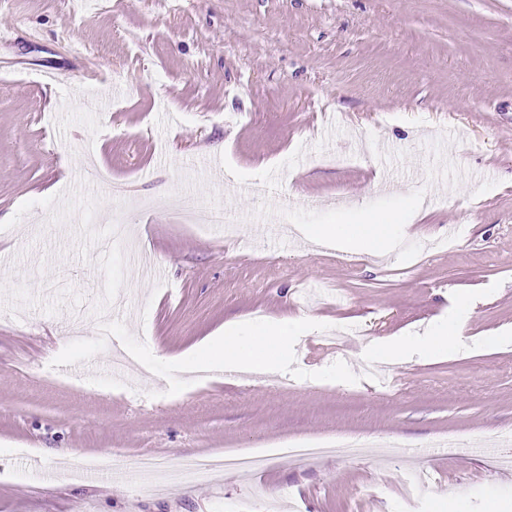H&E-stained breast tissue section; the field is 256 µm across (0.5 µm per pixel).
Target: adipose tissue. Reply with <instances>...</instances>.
<instances>
[{"instance_id": "adipose-tissue-1", "label": "adipose tissue", "mask_w": 512, "mask_h": 512, "mask_svg": "<svg viewBox=\"0 0 512 512\" xmlns=\"http://www.w3.org/2000/svg\"><path fill=\"white\" fill-rule=\"evenodd\" d=\"M396 217L389 213H373L360 224H320L308 229L307 234L319 241L338 242L352 246L355 244L375 247L391 240ZM303 318L284 317L264 321L253 327L249 339H241L238 324L225 326L221 336L210 340L205 346L202 360L214 369H227L233 372H246L256 369L268 373L281 370L282 365L273 353L287 336L300 332ZM448 329L437 327L433 335L414 341L387 338L370 346L369 356L393 364L405 360L416 353L426 355L447 349Z\"/></svg>"}]
</instances>
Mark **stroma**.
Listing matches in <instances>:
<instances>
[{"instance_id":"stroma-1","label":"stroma","mask_w":512,"mask_h":512,"mask_svg":"<svg viewBox=\"0 0 512 512\" xmlns=\"http://www.w3.org/2000/svg\"><path fill=\"white\" fill-rule=\"evenodd\" d=\"M2 26L23 68L0 75V512H512V446L489 444L512 435V0H0ZM94 69L126 80L105 112ZM185 197L237 234L181 223ZM409 209L389 251L301 236ZM289 315L317 324L285 375L185 370L226 323ZM439 321L461 348L344 380ZM347 435L392 447L126 470ZM100 457L115 477L88 480Z\"/></svg>"}]
</instances>
